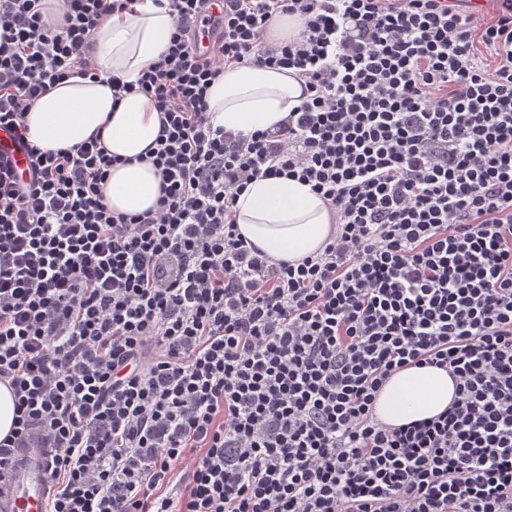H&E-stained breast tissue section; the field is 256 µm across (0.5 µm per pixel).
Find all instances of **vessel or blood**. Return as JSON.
<instances>
[{
    "label": "vessel or blood",
    "mask_w": 512,
    "mask_h": 512,
    "mask_svg": "<svg viewBox=\"0 0 512 512\" xmlns=\"http://www.w3.org/2000/svg\"><path fill=\"white\" fill-rule=\"evenodd\" d=\"M223 9L221 0H210L207 21L196 30L200 52H209L219 35L217 20ZM51 451L40 440L15 449L0 466V512H45L51 493Z\"/></svg>",
    "instance_id": "1"
}]
</instances>
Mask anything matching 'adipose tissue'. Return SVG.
<instances>
[{"mask_svg": "<svg viewBox=\"0 0 512 512\" xmlns=\"http://www.w3.org/2000/svg\"><path fill=\"white\" fill-rule=\"evenodd\" d=\"M174 20L154 0H136L133 10L112 13L91 33V52L104 77L126 81L166 49ZM300 82L283 69L230 67L208 93L214 121L231 131L274 128L299 103ZM27 122L29 138L46 150H58L101 132L109 154L119 157L104 195L117 213L137 214L153 207L160 177L140 154L157 137L160 116L149 97L130 92L113 103L103 81L72 77L41 95ZM238 230L271 258L298 262L322 252L330 231V214L309 185L284 177L249 183L234 206ZM455 383L444 370L408 367L392 375L379 392L375 411L391 425L436 416L454 397Z\"/></svg>", "mask_w": 512, "mask_h": 512, "instance_id": "obj_1", "label": "adipose tissue"}]
</instances>
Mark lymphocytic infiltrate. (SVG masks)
<instances>
[{
	"instance_id": "lymphocytic-infiltrate-1",
	"label": "lymphocytic infiltrate",
	"mask_w": 512,
	"mask_h": 512,
	"mask_svg": "<svg viewBox=\"0 0 512 512\" xmlns=\"http://www.w3.org/2000/svg\"><path fill=\"white\" fill-rule=\"evenodd\" d=\"M132 0H0V464L39 433L47 512H512V0H167L168 46L137 82L160 112L156 206L112 211L99 136L45 151L36 99L98 78L92 29ZM302 17L274 41L272 22ZM494 58L478 61L479 48ZM293 70L271 130L217 126L228 67ZM321 194L332 229L270 260L233 217L254 179ZM446 370L437 416L377 419L406 367ZM208 1L211 2L207 5L208 8L203 15L209 18V22L206 24L199 23L196 30L197 47L201 53H208L214 41L218 38L220 27H217V24L220 25L221 23L218 18L222 14V9L224 10V2H220L222 0ZM14 418V395L9 386L0 383V439L12 428Z\"/></svg>"
}]
</instances>
